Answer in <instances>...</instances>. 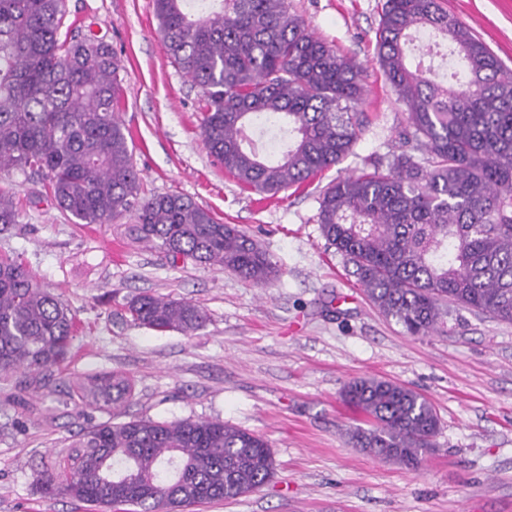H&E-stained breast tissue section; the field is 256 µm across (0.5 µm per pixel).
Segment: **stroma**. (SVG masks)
<instances>
[{
    "mask_svg": "<svg viewBox=\"0 0 512 512\" xmlns=\"http://www.w3.org/2000/svg\"><path fill=\"white\" fill-rule=\"evenodd\" d=\"M384 2L290 0L317 36L364 65V126L336 167L268 197L210 156L202 92L170 58L152 0H67V22L105 35L121 60L118 117L142 195L192 197L249 234L282 274L262 288L217 266L172 262L117 224L74 223L40 176L0 172V188L26 209L0 232V254L59 294L78 324L68 362L0 380V512H92L43 495L36 473L80 428L133 418L219 419L268 442L269 484L188 512H512V323L454 308L432 335H407L356 285L317 222L331 180L400 149L404 116L376 62ZM447 8L512 69V0H447ZM141 293L194 303L206 324L192 335L135 325L124 305ZM102 371L129 376L132 399L76 410L71 382ZM362 377L400 383L434 405L440 429L417 469L348 444L347 430L367 418L341 391Z\"/></svg>",
    "mask_w": 512,
    "mask_h": 512,
    "instance_id": "1",
    "label": "stroma"
}]
</instances>
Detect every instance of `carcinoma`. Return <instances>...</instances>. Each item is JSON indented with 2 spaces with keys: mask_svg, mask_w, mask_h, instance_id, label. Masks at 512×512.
I'll return each instance as SVG.
<instances>
[{
  "mask_svg": "<svg viewBox=\"0 0 512 512\" xmlns=\"http://www.w3.org/2000/svg\"><path fill=\"white\" fill-rule=\"evenodd\" d=\"M167 50L203 93L211 155L243 186L273 197L339 164L359 139L365 95L353 61L318 38L289 0H153ZM67 0H0V171L42 176L78 224L127 213L133 241L177 262L218 266L267 286L276 263L245 232L179 194L139 198V173L117 112L121 61L102 36L64 28ZM378 62L405 115L403 150L366 162L320 194L318 224L369 300L409 336L437 327L453 305L512 323V70L441 0H385ZM419 52L411 63L410 48ZM457 69L439 77L435 56ZM276 148L258 146L262 117ZM0 189V225L20 223ZM140 326L192 335L205 312L141 294ZM77 331L62 299L19 262L0 257V375L40 373L67 359ZM133 396L121 372L87 376L70 400L104 410ZM342 398L369 419L348 443L418 468L434 446L432 403L403 385L361 378ZM274 459L259 436L220 420L135 419L81 429L37 477L46 495L101 508L183 512L264 485Z\"/></svg>",
  "mask_w": 512,
  "mask_h": 512,
  "instance_id": "carcinoma-1",
  "label": "carcinoma"
}]
</instances>
